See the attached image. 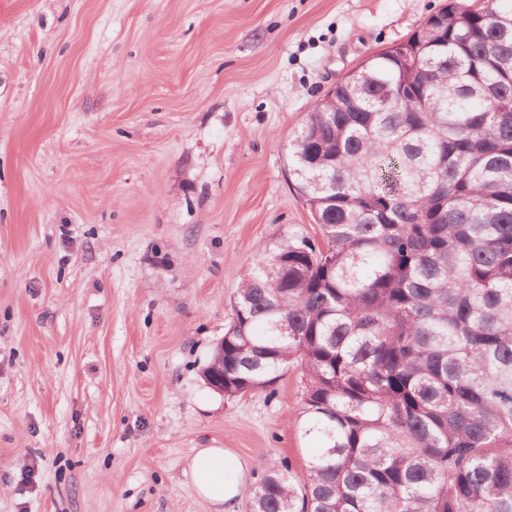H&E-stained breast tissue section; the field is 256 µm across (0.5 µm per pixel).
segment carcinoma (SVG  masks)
<instances>
[{"label": "carcinoma", "instance_id": "cac0c4a2", "mask_svg": "<svg viewBox=\"0 0 512 512\" xmlns=\"http://www.w3.org/2000/svg\"><path fill=\"white\" fill-rule=\"evenodd\" d=\"M321 239L243 270L224 396L305 378L307 474L252 512H512V0L449 3L307 113Z\"/></svg>", "mask_w": 512, "mask_h": 512}]
</instances>
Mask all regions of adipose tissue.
Returning <instances> with one entry per match:
<instances>
[{
	"instance_id": "adipose-tissue-1",
	"label": "adipose tissue",
	"mask_w": 512,
	"mask_h": 512,
	"mask_svg": "<svg viewBox=\"0 0 512 512\" xmlns=\"http://www.w3.org/2000/svg\"><path fill=\"white\" fill-rule=\"evenodd\" d=\"M242 464L230 451L203 448L191 464L193 485L203 499L221 505L233 502L239 493Z\"/></svg>"
}]
</instances>
